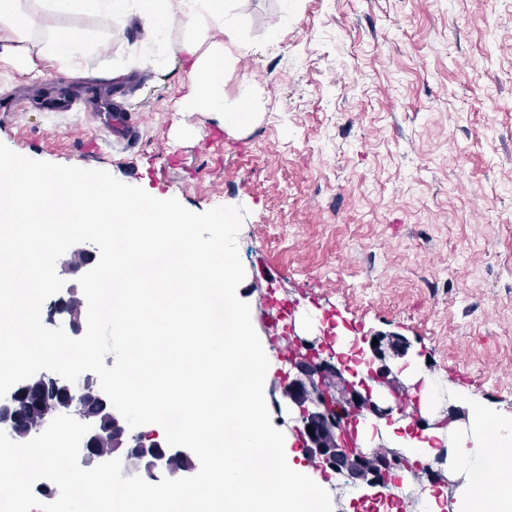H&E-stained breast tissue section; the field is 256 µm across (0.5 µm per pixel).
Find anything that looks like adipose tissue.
I'll list each match as a JSON object with an SVG mask.
<instances>
[{
  "instance_id": "ef3b65f1",
  "label": "adipose tissue",
  "mask_w": 512,
  "mask_h": 512,
  "mask_svg": "<svg viewBox=\"0 0 512 512\" xmlns=\"http://www.w3.org/2000/svg\"><path fill=\"white\" fill-rule=\"evenodd\" d=\"M50 9L66 14L101 15L121 23L136 22L143 41L154 44L168 39L171 26H178L174 51L191 58L188 72L190 91L181 100L188 112H204L220 120L232 135L250 127L254 114L245 98H227L224 74L238 58L241 21L231 15L224 0H43ZM27 17L20 0H0V41L10 42L9 54L21 68L36 63L21 41ZM497 476L499 482L484 495H477L476 477ZM451 478L460 482L448 504V512H512V436L493 434L472 425L466 442L452 459Z\"/></svg>"
}]
</instances>
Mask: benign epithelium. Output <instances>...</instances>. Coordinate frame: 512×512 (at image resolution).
Returning a JSON list of instances; mask_svg holds the SVG:
<instances>
[{"label":"benign epithelium","mask_w":512,"mask_h":512,"mask_svg":"<svg viewBox=\"0 0 512 512\" xmlns=\"http://www.w3.org/2000/svg\"><path fill=\"white\" fill-rule=\"evenodd\" d=\"M70 299L58 298L50 304L49 321L60 316L67 320L71 335L79 337L86 332L87 321L73 319L66 304ZM378 340L372 344V340ZM354 352L365 370L375 376V384L367 382L364 370L353 371L345 377L338 367L343 353L327 351L316 347V341L298 336L292 339L299 351L288 357V375L281 390L283 404L297 414L296 425L292 427L307 460L321 471L331 470L344 476L354 487H384L397 469L408 468L414 474L432 472L431 464H409L406 457L397 451L357 452L350 450L351 439L343 427L344 410L355 409L363 418L373 417L391 424L393 414L404 415L406 387L394 374L388 359H402L408 348L404 341L395 335L376 334L353 339ZM89 377H80L71 383L63 378L50 377L54 391L67 394L62 404L65 413L84 419L79 402L88 388ZM25 386L20 383L11 396L0 401V430L10 438L20 440L32 430L48 423V414L35 418L31 425L20 428L12 417V405L17 393ZM96 398L105 411L109 431L112 433V453L131 457L136 461L134 474L148 482H158L162 478H184L194 474L196 464L191 450L185 447L166 448L160 452L162 443L154 434L139 432L128 426L125 419L111 405L100 386H95ZM313 433H308V430ZM101 430L91 424L90 431L81 442L83 463L92 468L98 465L101 453L98 443Z\"/></svg>","instance_id":"1"}]
</instances>
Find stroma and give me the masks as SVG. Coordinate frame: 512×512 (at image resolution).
I'll return each instance as SVG.
<instances>
[{"mask_svg":"<svg viewBox=\"0 0 512 512\" xmlns=\"http://www.w3.org/2000/svg\"><path fill=\"white\" fill-rule=\"evenodd\" d=\"M246 45L224 92L250 94L256 122L208 140L220 122L182 112L189 64H138L142 33L24 0L17 70L0 47V142L23 156L100 169L202 213L244 207L239 297L261 343L391 333L411 369L450 383L461 428L512 425V0H229ZM95 44L84 74L39 51L59 27ZM120 92L139 128L116 141L82 106L49 112L23 97ZM278 278L253 287L256 267ZM286 301L288 320L267 314Z\"/></svg>","mask_w":512,"mask_h":512,"instance_id":"obj_1","label":"stroma"}]
</instances>
